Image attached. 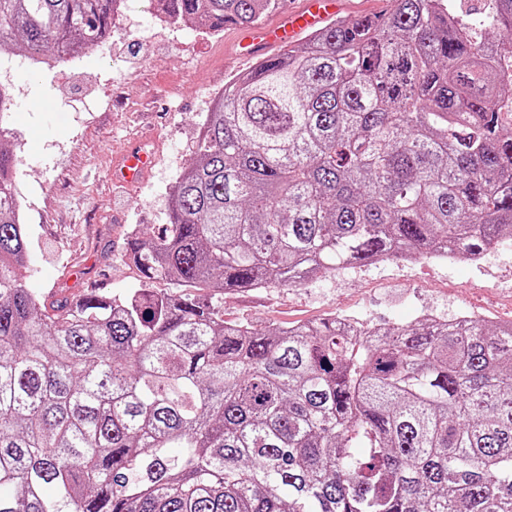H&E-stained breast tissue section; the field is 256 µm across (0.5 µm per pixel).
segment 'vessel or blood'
I'll return each instance as SVG.
<instances>
[{
  "label": "vessel or blood",
  "mask_w": 512,
  "mask_h": 512,
  "mask_svg": "<svg viewBox=\"0 0 512 512\" xmlns=\"http://www.w3.org/2000/svg\"><path fill=\"white\" fill-rule=\"evenodd\" d=\"M341 6V0H302L300 8L288 11L276 24L251 30L238 42L237 52L243 57H254L290 45L301 34L333 17ZM153 161L154 154L148 150L146 142H133L115 161L113 179L119 183L139 182L149 171Z\"/></svg>",
  "instance_id": "b4317fda"
}]
</instances>
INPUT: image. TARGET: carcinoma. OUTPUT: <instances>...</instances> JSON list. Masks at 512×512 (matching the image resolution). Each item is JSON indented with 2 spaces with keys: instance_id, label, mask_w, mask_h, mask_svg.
<instances>
[{
  "instance_id": "obj_1",
  "label": "carcinoma",
  "mask_w": 512,
  "mask_h": 512,
  "mask_svg": "<svg viewBox=\"0 0 512 512\" xmlns=\"http://www.w3.org/2000/svg\"><path fill=\"white\" fill-rule=\"evenodd\" d=\"M120 2L0 0V46L81 53ZM394 2L224 86L123 297L29 292L0 149V512H512L511 324L258 330L183 292L512 240V0ZM157 3L218 31L278 7Z\"/></svg>"
}]
</instances>
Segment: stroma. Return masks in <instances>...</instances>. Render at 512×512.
Listing matches in <instances>:
<instances>
[{"label":"stroma","instance_id":"35a3bbf8","mask_svg":"<svg viewBox=\"0 0 512 512\" xmlns=\"http://www.w3.org/2000/svg\"><path fill=\"white\" fill-rule=\"evenodd\" d=\"M126 23L77 57L36 67L24 49L0 59L12 86L0 121L13 131L16 181L31 229L26 285L40 299L77 297L96 288L111 296L138 287L125 259L130 231L167 223L169 196L196 159L201 124L218 93L249 70L232 48L243 28L154 26L149 0H128ZM148 140L156 163L144 181L116 187L115 158ZM512 252L488 255L483 268L435 266L430 259L388 258L293 288H258L212 297L228 322L260 329L290 326L341 311L391 328L412 322L420 306L445 318L460 309L494 322L512 319V291L500 285Z\"/></svg>","mask_w":512,"mask_h":512}]
</instances>
